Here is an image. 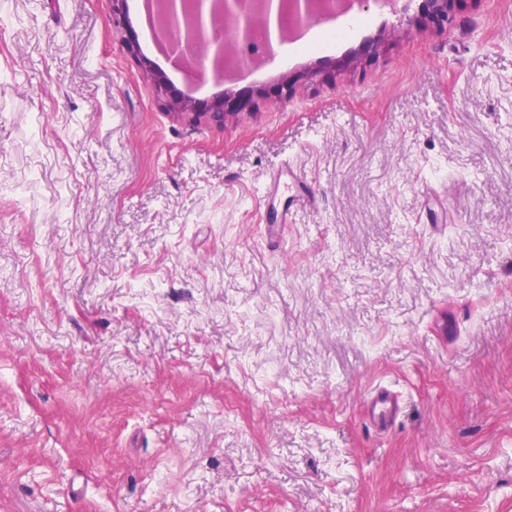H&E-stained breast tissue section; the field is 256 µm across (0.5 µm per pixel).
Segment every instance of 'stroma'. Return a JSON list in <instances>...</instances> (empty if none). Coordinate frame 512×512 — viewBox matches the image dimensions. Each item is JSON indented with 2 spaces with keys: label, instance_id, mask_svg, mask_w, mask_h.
<instances>
[{
  "label": "stroma",
  "instance_id": "1",
  "mask_svg": "<svg viewBox=\"0 0 512 512\" xmlns=\"http://www.w3.org/2000/svg\"><path fill=\"white\" fill-rule=\"evenodd\" d=\"M0 10V512H512V0L228 81L143 0ZM370 422L377 428L390 429L395 424L401 402L398 393L388 386H376L365 400Z\"/></svg>",
  "mask_w": 512,
  "mask_h": 512
}]
</instances>
